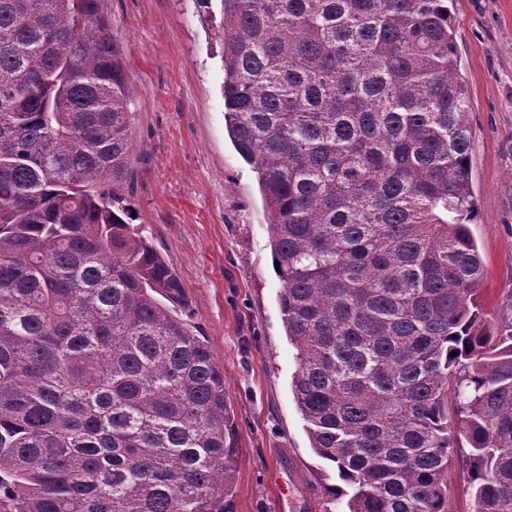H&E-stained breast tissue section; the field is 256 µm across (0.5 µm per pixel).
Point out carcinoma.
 Masks as SVG:
<instances>
[{
  "instance_id": "carcinoma-1",
  "label": "carcinoma",
  "mask_w": 512,
  "mask_h": 512,
  "mask_svg": "<svg viewBox=\"0 0 512 512\" xmlns=\"http://www.w3.org/2000/svg\"><path fill=\"white\" fill-rule=\"evenodd\" d=\"M292 393L346 512H512V314L479 304L448 0H220ZM101 0H0V512H233L224 370L130 223ZM448 482L452 489L450 507L453 512H470L472 496L468 478L455 468L449 472Z\"/></svg>"
}]
</instances>
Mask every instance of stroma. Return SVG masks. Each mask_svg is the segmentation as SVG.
<instances>
[{
    "mask_svg": "<svg viewBox=\"0 0 512 512\" xmlns=\"http://www.w3.org/2000/svg\"><path fill=\"white\" fill-rule=\"evenodd\" d=\"M132 92V224L176 271L181 312L224 370L238 427L234 512H325L332 468L291 391L296 350L278 305L257 175L225 128L220 18L194 0H102ZM469 96L470 226L488 315L512 298V0H454Z\"/></svg>",
    "mask_w": 512,
    "mask_h": 512,
    "instance_id": "1",
    "label": "stroma"
}]
</instances>
